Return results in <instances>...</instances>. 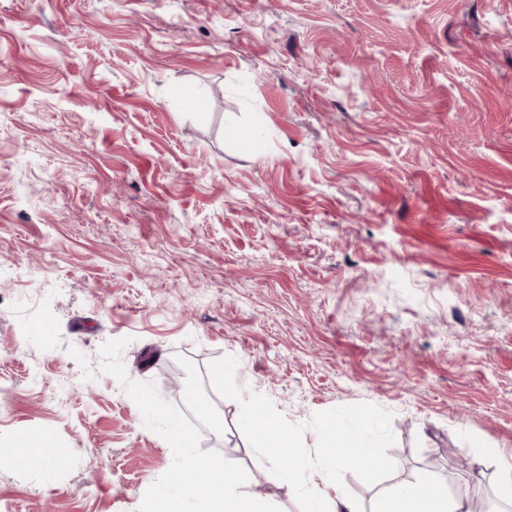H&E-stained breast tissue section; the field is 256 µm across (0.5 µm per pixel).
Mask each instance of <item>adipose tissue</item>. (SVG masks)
Here are the masks:
<instances>
[{
	"label": "adipose tissue",
	"instance_id": "obj_1",
	"mask_svg": "<svg viewBox=\"0 0 512 512\" xmlns=\"http://www.w3.org/2000/svg\"><path fill=\"white\" fill-rule=\"evenodd\" d=\"M260 456L277 462L288 436L286 429L267 417L249 414L241 422ZM378 440L371 427L357 431L345 428L324 434L327 454L317 464V474L329 476L350 464L368 470L384 469L383 457L363 447L364 438ZM189 489L197 498V512H270L266 500L244 494L237 471L223 460L213 459L203 464L189 465ZM380 512H471L469 502L448 493V484L434 477H423L413 482L393 486L382 500Z\"/></svg>",
	"mask_w": 512,
	"mask_h": 512
}]
</instances>
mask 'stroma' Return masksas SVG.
I'll list each match as a JSON object with an SVG mask.
<instances>
[{"label":"stroma","instance_id":"obj_1","mask_svg":"<svg viewBox=\"0 0 512 512\" xmlns=\"http://www.w3.org/2000/svg\"><path fill=\"white\" fill-rule=\"evenodd\" d=\"M256 401L384 429L361 512L443 448L512 512V0H0V512H196L188 455L306 512ZM241 427L250 435L252 445L257 448L260 456L270 462L276 463L285 448V439L288 430L269 420L265 415L259 417L257 410L249 414L241 422ZM53 448L45 445L34 431H28L20 435L11 448L13 465L18 470L28 469L33 462L35 454L42 457L53 455Z\"/></svg>","mask_w":512,"mask_h":512}]
</instances>
